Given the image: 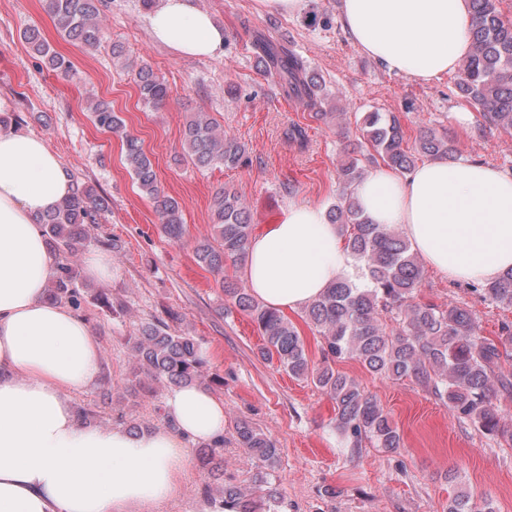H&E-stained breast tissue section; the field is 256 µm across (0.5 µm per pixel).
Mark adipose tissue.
<instances>
[{"instance_id":"adipose-tissue-1","label":"adipose tissue","mask_w":512,"mask_h":512,"mask_svg":"<svg viewBox=\"0 0 512 512\" xmlns=\"http://www.w3.org/2000/svg\"><path fill=\"white\" fill-rule=\"evenodd\" d=\"M339 20L366 55L418 82L457 70L471 42L465 0H341ZM148 26L183 58L212 57L226 40L195 0H160ZM352 192L369 220L400 227L448 280L486 283L512 270L510 172L428 160L405 175L376 168ZM71 193L44 138L0 133V512H149L180 495L186 445L223 436L224 401L177 387L165 400L169 424L133 435L81 423L73 396L95 384L100 346L85 318L47 300L60 260L34 222ZM248 252V287L281 311L339 279L367 283L320 203L288 205Z\"/></svg>"}]
</instances>
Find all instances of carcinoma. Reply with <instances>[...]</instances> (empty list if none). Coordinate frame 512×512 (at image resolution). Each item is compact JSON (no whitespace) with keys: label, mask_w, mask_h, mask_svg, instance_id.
I'll list each match as a JSON object with an SVG mask.
<instances>
[{"label":"carcinoma","mask_w":512,"mask_h":512,"mask_svg":"<svg viewBox=\"0 0 512 512\" xmlns=\"http://www.w3.org/2000/svg\"><path fill=\"white\" fill-rule=\"evenodd\" d=\"M472 17L468 54L460 63L457 88L486 123L512 136V19L503 15L501 0H466ZM98 0H48L47 9L60 34L89 51L101 46L105 31ZM31 49L59 72L70 60L56 52L35 29L24 32ZM251 47L261 72L273 79L283 96L304 104L311 117L325 124L334 113L322 110L321 85L305 62L281 40L261 31L251 35ZM143 103L159 108L170 96L169 87L146 63L132 69ZM94 125L120 137L124 160L140 192L152 202L161 232L180 241L186 234L179 202L160 187L153 163L137 137L123 130L112 105L94 99ZM359 137L337 168L341 187L337 203L328 208L331 223L341 227L347 246L367 272L369 286L359 288L341 280L302 309V318L319 337L321 360L311 361L306 343L294 322L265 305L242 287L228 267L242 268L254 233L246 204L236 189L224 185L212 201L213 233L197 240L194 255L224 293L227 309L247 316L263 338L260 354L276 359L288 375L311 382L334 404L336 431L353 449L367 443L382 452L402 448V437L391 417L365 388L336 369L354 360L374 376L409 379L448 405L457 418L479 432L512 444V431L502 424L500 400L512 396V323L501 325L497 339L479 334L475 314L461 304L423 302L419 292L425 268L399 228L374 224L363 215L351 188L375 165L401 174L415 168L416 155L458 161L448 132L426 129L408 146L401 121L392 112H368L356 121ZM184 156L198 169L222 166L238 169L251 163L246 145L229 135L208 112H192L185 123ZM105 200L94 188L75 183L73 193L56 209L37 218L49 246L60 257L59 273L48 288L49 300L80 309L82 294L78 256L90 240ZM474 292L483 299L512 309V271ZM132 380L131 395L153 394L160 387L200 385L206 360L199 343L171 329L168 322H145L127 338ZM231 437L254 467L251 484L241 487L224 478V439L198 453L200 468L218 480L203 486L202 494L215 512H281L283 496L275 476L279 448L254 424L234 419ZM443 512H495L489 499L477 507L473 494L459 488Z\"/></svg>","instance_id":"1"}]
</instances>
